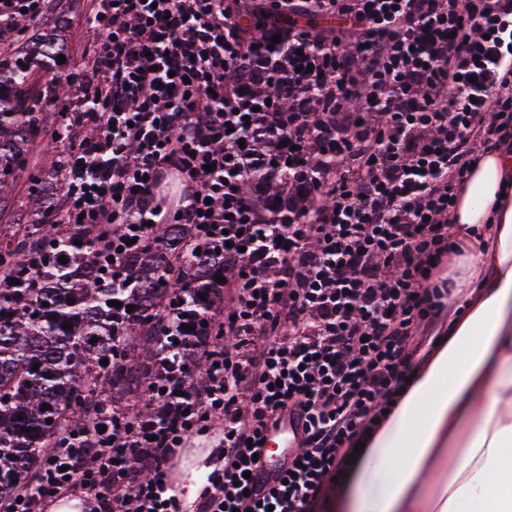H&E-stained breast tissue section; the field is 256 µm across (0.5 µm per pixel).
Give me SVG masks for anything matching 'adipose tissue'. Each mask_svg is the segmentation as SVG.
<instances>
[{
	"mask_svg": "<svg viewBox=\"0 0 512 512\" xmlns=\"http://www.w3.org/2000/svg\"><path fill=\"white\" fill-rule=\"evenodd\" d=\"M451 230L463 292L334 512H512V144L476 163ZM212 459L198 449L185 461L175 479L185 505Z\"/></svg>",
	"mask_w": 512,
	"mask_h": 512,
	"instance_id": "1",
	"label": "adipose tissue"
}]
</instances>
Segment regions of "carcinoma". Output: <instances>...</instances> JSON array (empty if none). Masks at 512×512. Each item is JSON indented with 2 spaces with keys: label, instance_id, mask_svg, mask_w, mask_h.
<instances>
[{
  "label": "carcinoma",
  "instance_id": "carcinoma-1",
  "mask_svg": "<svg viewBox=\"0 0 512 512\" xmlns=\"http://www.w3.org/2000/svg\"><path fill=\"white\" fill-rule=\"evenodd\" d=\"M33 29L17 40L15 52L0 57V200L19 171L27 174L30 200H41L65 167L63 141L48 148L47 166L28 165V147L44 130V109H61L55 128L66 131L71 88L65 67L42 73L32 57L34 47L52 60L64 53L56 26L38 22ZM40 80L41 92L22 97ZM187 233L185 224L152 229L130 260L137 288L133 311L122 315L109 302L130 289L99 279L92 257L103 243L92 230L71 224L57 232L25 210L12 232L0 234V494L28 487L38 460L68 430L85 427L86 413L108 402L111 390L147 389L160 355L180 360L188 375L201 368L205 350L222 336L214 325L202 328L200 312L221 300L216 276H224V253L200 246L185 269L186 287L173 297L168 270ZM11 278L19 284H9ZM185 324L194 330L184 331ZM45 405L50 409L41 410Z\"/></svg>",
  "mask_w": 512,
  "mask_h": 512
}]
</instances>
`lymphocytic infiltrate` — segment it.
Segmentation results:
<instances>
[{"label":"lymphocytic infiltrate","mask_w":512,"mask_h":512,"mask_svg":"<svg viewBox=\"0 0 512 512\" xmlns=\"http://www.w3.org/2000/svg\"><path fill=\"white\" fill-rule=\"evenodd\" d=\"M48 0H0V51ZM102 40L76 74L59 224H87L126 280L152 220L224 253V344L151 384L139 421L105 405L40 466L13 512H181L168 470L220 425L196 512H314L398 402L413 337L434 331L461 256L454 201L512 140V0H89ZM188 181L175 210L157 188ZM287 175L284 197L243 177ZM293 436L276 464L267 432Z\"/></svg>","instance_id":"1"}]
</instances>
